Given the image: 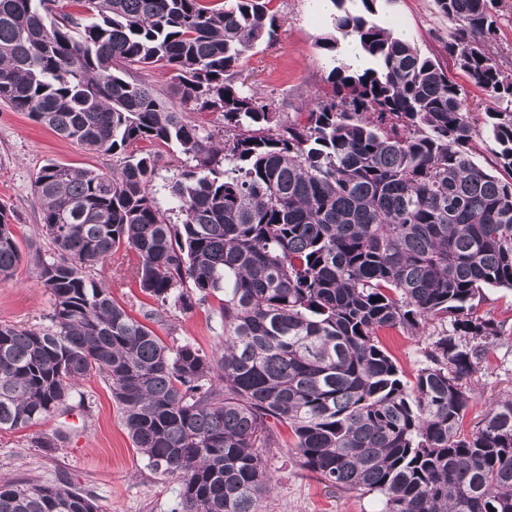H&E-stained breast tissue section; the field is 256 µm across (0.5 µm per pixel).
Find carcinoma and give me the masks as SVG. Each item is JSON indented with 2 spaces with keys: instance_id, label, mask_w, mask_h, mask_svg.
<instances>
[{
  "instance_id": "carcinoma-1",
  "label": "carcinoma",
  "mask_w": 512,
  "mask_h": 512,
  "mask_svg": "<svg viewBox=\"0 0 512 512\" xmlns=\"http://www.w3.org/2000/svg\"><path fill=\"white\" fill-rule=\"evenodd\" d=\"M0 0V102L117 171L50 162L34 177L48 250L38 276L49 324H0V429L52 417L81 381L109 385L132 441L177 477L173 512H263L271 423L303 469L381 512H512V394L462 430L468 379L501 326L477 314L485 288L512 290V79L491 50L496 0H435L448 55L491 106L478 128L461 86L393 29L381 0H331L333 51L352 37L371 66L332 68L306 120L234 84L272 41L271 0ZM164 69L184 103L224 118V141L160 100ZM497 144L496 169L469 144ZM191 161L162 210L156 148ZM151 319L213 296L224 345H169L85 268L119 252ZM22 259L0 207V276ZM196 293H191L187 283ZM450 322L415 380L378 333ZM0 512H100L66 485L0 481Z\"/></svg>"
}]
</instances>
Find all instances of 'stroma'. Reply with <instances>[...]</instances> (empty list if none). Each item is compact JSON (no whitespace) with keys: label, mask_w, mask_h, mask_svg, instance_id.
<instances>
[{"label":"stroma","mask_w":512,"mask_h":512,"mask_svg":"<svg viewBox=\"0 0 512 512\" xmlns=\"http://www.w3.org/2000/svg\"><path fill=\"white\" fill-rule=\"evenodd\" d=\"M278 19L272 43L256 45L241 61L236 85L278 101L289 118H305L328 90L329 71L344 56L320 48L316 40L331 27L324 0H272ZM379 20L397 23L401 33L422 54L437 57L462 86L476 119L489 98L473 86L448 56V20L434 0H384ZM75 168L116 170L118 155L85 151L36 123L26 113L0 103V205L13 215L21 241L22 261L13 276L0 277V323L38 328L46 324L51 298L40 282L35 262L46 245L38 235L40 209L33 195V178L47 162ZM135 263L134 256L116 254L97 265L92 276L110 286L113 297L135 318H142L146 299L132 276L120 277L117 265ZM478 311L502 325L505 334L485 356L474 374L472 395L462 421L471 431L500 397L512 393V291L484 289ZM165 342L188 341L211 350L222 344L224 329L218 300L211 297L187 312L170 309L164 318L150 322ZM435 327L418 335L400 330L379 334L406 380H413L424 363V352ZM52 440L49 448L40 447ZM263 456L275 485L263 504L264 512H380L372 495L346 493L303 471L291 449H264ZM0 477L51 484L67 480L73 488L91 494L101 512H173L180 482L152 472L134 448L112 400L109 386L99 377L83 380L69 401L66 413L24 429L0 430Z\"/></svg>","instance_id":"stroma-1"}]
</instances>
